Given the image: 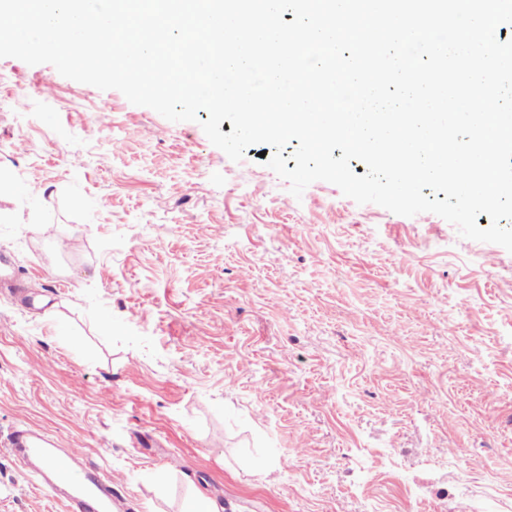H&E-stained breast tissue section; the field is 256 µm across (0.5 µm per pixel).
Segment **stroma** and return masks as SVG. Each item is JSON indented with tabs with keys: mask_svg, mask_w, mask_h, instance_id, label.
Listing matches in <instances>:
<instances>
[{
	"mask_svg": "<svg viewBox=\"0 0 512 512\" xmlns=\"http://www.w3.org/2000/svg\"><path fill=\"white\" fill-rule=\"evenodd\" d=\"M207 117L0 58V512H64L21 423L131 512H512V253L294 197Z\"/></svg>",
	"mask_w": 512,
	"mask_h": 512,
	"instance_id": "obj_1",
	"label": "stroma"
}]
</instances>
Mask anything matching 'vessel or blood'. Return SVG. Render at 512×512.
Segmentation results:
<instances>
[{
	"label": "vessel or blood",
	"instance_id": "obj_1",
	"mask_svg": "<svg viewBox=\"0 0 512 512\" xmlns=\"http://www.w3.org/2000/svg\"><path fill=\"white\" fill-rule=\"evenodd\" d=\"M8 446L23 478L63 501L66 512H126L125 499L112 492L111 475L84 470L77 453L54 447L46 436L24 425L12 431Z\"/></svg>",
	"mask_w": 512,
	"mask_h": 512
}]
</instances>
